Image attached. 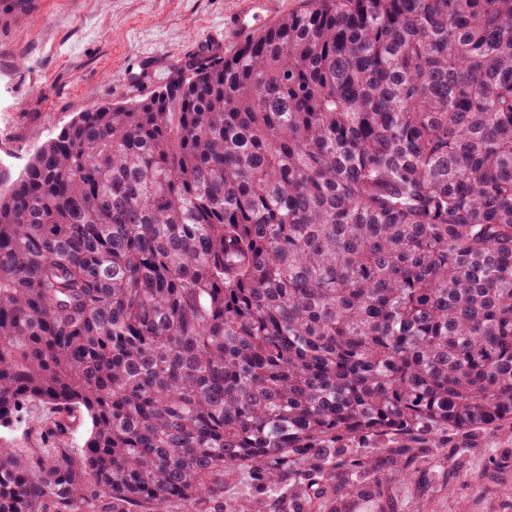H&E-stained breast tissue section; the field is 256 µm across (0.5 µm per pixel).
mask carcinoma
Segmentation results:
<instances>
[{"instance_id":"carcinoma-1","label":"carcinoma","mask_w":512,"mask_h":512,"mask_svg":"<svg viewBox=\"0 0 512 512\" xmlns=\"http://www.w3.org/2000/svg\"><path fill=\"white\" fill-rule=\"evenodd\" d=\"M35 404L0 512L512 422V0H308L1 169L0 427Z\"/></svg>"}]
</instances>
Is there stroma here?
<instances>
[{
  "label": "stroma",
  "mask_w": 512,
  "mask_h": 512,
  "mask_svg": "<svg viewBox=\"0 0 512 512\" xmlns=\"http://www.w3.org/2000/svg\"><path fill=\"white\" fill-rule=\"evenodd\" d=\"M235 0H0V157L29 149L75 113L139 98L129 69H172ZM273 488L249 470L224 478L242 512H512V423L480 431L351 439L312 453Z\"/></svg>",
  "instance_id": "obj_1"
}]
</instances>
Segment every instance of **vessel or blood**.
Masks as SVG:
<instances>
[{"mask_svg": "<svg viewBox=\"0 0 512 512\" xmlns=\"http://www.w3.org/2000/svg\"><path fill=\"white\" fill-rule=\"evenodd\" d=\"M282 0H237L235 9L224 17V30L210 32L201 37L197 52L240 46L264 32L278 14Z\"/></svg>", "mask_w": 512, "mask_h": 512, "instance_id": "b4317fda", "label": "vessel or blood"}]
</instances>
